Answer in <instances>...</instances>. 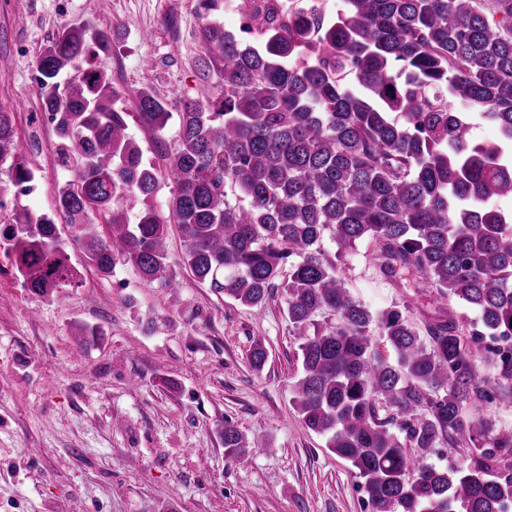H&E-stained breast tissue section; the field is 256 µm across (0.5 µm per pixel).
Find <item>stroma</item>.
<instances>
[{"instance_id":"1","label":"stroma","mask_w":512,"mask_h":512,"mask_svg":"<svg viewBox=\"0 0 512 512\" xmlns=\"http://www.w3.org/2000/svg\"><path fill=\"white\" fill-rule=\"evenodd\" d=\"M203 23L196 0H0V108L35 172L31 192L0 173V219L54 211L73 174L37 92L49 38L110 30L116 51L98 66L126 94L148 85L174 104L198 85ZM68 252L81 281L48 298L0 252V512H370L350 465L293 407L298 341L281 290L258 308L217 295L173 225L167 285L121 262L104 278L78 245ZM369 253L362 243L342 262L352 293L374 310L408 301L417 330L435 321L430 288L385 279ZM257 341L269 355L259 372ZM228 423L254 444L243 457L224 453Z\"/></svg>"}]
</instances>
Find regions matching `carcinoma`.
I'll use <instances>...</instances> for the list:
<instances>
[{
    "instance_id": "carcinoma-1",
    "label": "carcinoma",
    "mask_w": 512,
    "mask_h": 512,
    "mask_svg": "<svg viewBox=\"0 0 512 512\" xmlns=\"http://www.w3.org/2000/svg\"><path fill=\"white\" fill-rule=\"evenodd\" d=\"M198 2L200 83L174 112L146 87L136 111L118 106L96 63L113 50L105 30L68 29L42 48L38 93L76 173L55 213L26 212L3 235L24 287L51 296L79 282L64 232L102 276L116 240L124 263L165 282L174 224L186 266L214 293L260 307L283 288L299 339L294 408L350 462L372 512H506L512 429L482 411L512 392V349L485 340L512 339V211L493 205L512 199V0H491L497 21L481 0H343L334 13L298 0L287 14L251 13L258 43L224 29V0ZM474 106L497 143L473 136ZM174 118L162 168L130 125L156 138ZM3 167L17 185L35 180L0 111ZM362 242L386 279L419 276L475 327L448 307L422 335L405 303L371 310L339 272ZM378 341L396 363L375 355ZM267 359L255 343L252 368ZM444 442L466 446L461 466L427 462ZM249 447L224 426L225 454Z\"/></svg>"
}]
</instances>
